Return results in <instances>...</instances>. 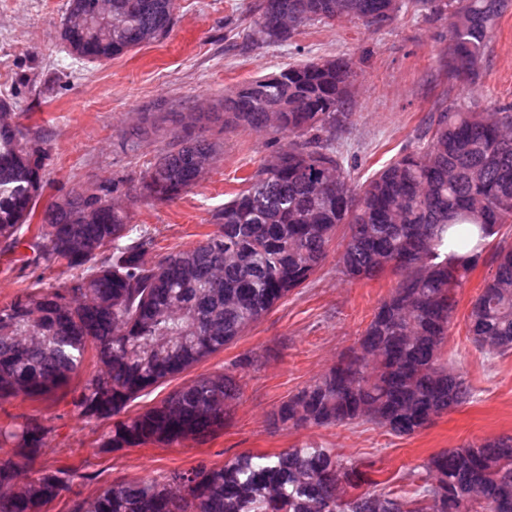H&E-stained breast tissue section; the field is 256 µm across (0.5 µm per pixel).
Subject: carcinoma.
<instances>
[{
    "instance_id": "1",
    "label": "carcinoma",
    "mask_w": 512,
    "mask_h": 512,
    "mask_svg": "<svg viewBox=\"0 0 512 512\" xmlns=\"http://www.w3.org/2000/svg\"><path fill=\"white\" fill-rule=\"evenodd\" d=\"M509 0H258L263 42H285L315 23L350 18L383 26L411 10L448 22V72L475 83ZM112 12V28L93 19ZM174 0H69L61 38L82 60L103 62L164 39ZM352 59L289 63L224 97V127L288 139L245 188L212 216L213 231L158 261L156 231L128 224L103 187L65 195L33 222L50 148L13 121L0 99V255L24 247L43 267L33 286L0 306V400L42 397L93 372L71 404L110 420L102 448L171 445L224 429L240 396L236 377L203 376L134 417L119 415L145 389L224 349L325 262L338 231V266L350 280L396 276L351 355L282 402L275 425L372 422L396 435L429 427L472 389L444 350L457 294L489 239L512 224V105L458 104L432 114L424 141L360 187L336 149L352 115ZM222 144L175 135L140 179L143 197L173 201L217 162ZM453 241L457 252L441 258ZM472 303L468 336L487 353L512 351V246ZM64 268L61 284L45 272ZM50 429L37 419L0 426V512H43L69 491L75 471L21 473ZM409 498L384 492L372 466L339 463L330 448L201 461L160 478L119 479L69 512H512V435L429 458Z\"/></svg>"
}]
</instances>
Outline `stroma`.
<instances>
[{
	"instance_id": "stroma-1",
	"label": "stroma",
	"mask_w": 512,
	"mask_h": 512,
	"mask_svg": "<svg viewBox=\"0 0 512 512\" xmlns=\"http://www.w3.org/2000/svg\"><path fill=\"white\" fill-rule=\"evenodd\" d=\"M68 0H0V98L16 104L15 120L48 141L49 184L39 207L74 190L117 187L131 224L158 231V251L185 249L211 232V216L240 189L242 177L271 160L280 145L248 130H228L211 108L244 82L308 58L347 56L355 64L356 110L337 133L356 180L422 142L429 116L460 99L512 103V7L499 19L478 81L448 74V24L410 14L383 27L348 20L316 25L278 44L262 43L254 25L257 0H176L175 22L160 42L106 62L70 54L60 31ZM199 114L195 134L223 144L210 173L181 198L147 201L138 194L142 172L180 119ZM146 138H138L140 128ZM492 251L458 296L448 351L472 387V397L426 429L399 436L371 423L289 428L269 414L350 354L395 278L352 281L337 269L338 250L308 282L276 304L224 350L139 394L124 413L134 416L172 392L217 371L235 373L240 397L223 430L203 439L107 452L110 422L74 411L72 388L49 397L0 401V423L37 417L50 429L38 464L77 467L69 495L45 512H67L74 498L92 497L114 480L152 478L241 453H277L316 443L340 461L374 465L396 494L413 492L422 465L437 453L512 435V353L491 356L471 343L467 316L488 279ZM251 358V366L238 362Z\"/></svg>"
}]
</instances>
